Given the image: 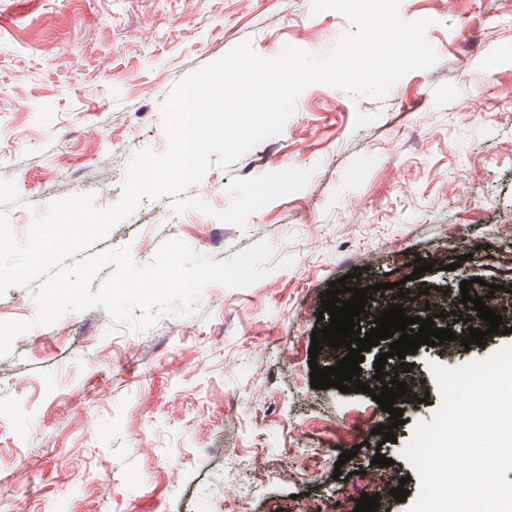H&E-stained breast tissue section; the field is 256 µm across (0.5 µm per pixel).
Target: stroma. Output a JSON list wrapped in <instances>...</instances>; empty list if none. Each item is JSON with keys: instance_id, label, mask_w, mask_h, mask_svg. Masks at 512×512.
Here are the masks:
<instances>
[{"instance_id": "obj_1", "label": "stroma", "mask_w": 512, "mask_h": 512, "mask_svg": "<svg viewBox=\"0 0 512 512\" xmlns=\"http://www.w3.org/2000/svg\"><path fill=\"white\" fill-rule=\"evenodd\" d=\"M399 14L430 19L432 68L382 100L313 85L280 134L207 170L197 192L218 210L232 179L310 171L246 231L146 197L67 258L126 247L145 265L176 238L217 261L265 241L294 263L211 285L198 314L143 332L93 306L18 336L0 356V512H335L400 480L418 496L400 450L440 404L430 363L488 357L512 332L420 346L409 375L430 400L403 403L392 443L369 394L312 388L311 333L330 282L353 271L384 286L371 317L407 276L404 304L438 314L479 278L512 317V0H401ZM348 27L310 0H0V209L15 237L56 199L118 201L134 156L166 150L160 105L197 68L246 39L265 58L323 53ZM419 262L433 269L417 278Z\"/></svg>"}]
</instances>
